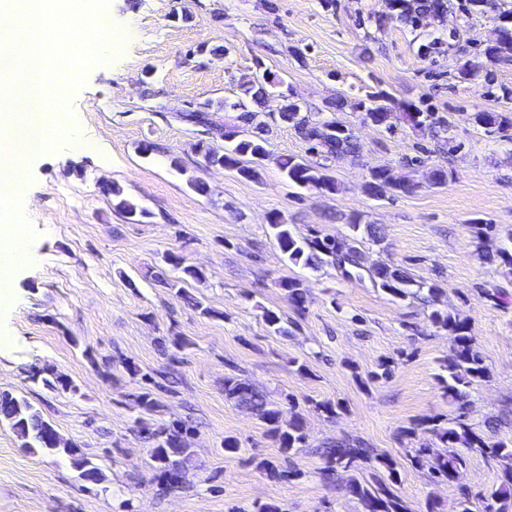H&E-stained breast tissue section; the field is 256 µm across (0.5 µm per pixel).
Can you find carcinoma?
I'll use <instances>...</instances> for the list:
<instances>
[{
	"label": "carcinoma",
	"mask_w": 512,
	"mask_h": 512,
	"mask_svg": "<svg viewBox=\"0 0 512 512\" xmlns=\"http://www.w3.org/2000/svg\"><path fill=\"white\" fill-rule=\"evenodd\" d=\"M447 0H391L390 13L378 17L376 24L383 27L388 23H401L417 28L447 12ZM484 56L490 60L512 61V28L506 36L484 49ZM285 80L273 74V80L262 82L255 78L241 81L242 96L228 103L208 102L199 109L181 114V119L209 127V131L229 144L219 151L210 146L199 145L203 149L206 161L215 166L234 168L244 178L258 181L261 179V161L268 156L262 133L268 124L264 120L265 111L260 106L269 96V89L280 88ZM285 101L281 112L275 119L288 124L296 134L329 157L357 156L362 152L361 144L345 131H336L337 123L324 118L313 117L300 112L294 100L292 90L279 93ZM391 98L384 93L369 96V102H358L356 109L376 125L393 129L389 123L394 115L389 103ZM232 109L238 112L234 125H216L209 113ZM402 118L412 127L428 130L433 135L446 134L453 128L448 117L440 112L423 111L411 104L401 106ZM471 121L484 128L488 135L504 136L512 130V114L509 112H476ZM279 166L289 182L299 188L314 189L321 193L335 194L339 191L336 180L325 172V168L310 164L296 157H285ZM412 184L390 174L386 166H374L368 172L367 190L370 195L379 198L389 191L407 192ZM271 227L275 239L288 261L319 267L332 263L344 269L348 276L360 275L367 269L365 255L357 246L358 236L364 235L373 240L380 238L381 229L374 224H363L361 218L353 216L349 220L351 234L348 236H316L312 239L295 236L289 225L279 215L273 216ZM165 263L180 271L182 276L170 280L162 273L154 275L156 282L173 291L174 295L199 308L201 303L192 301L188 291L179 286L188 280L200 282L204 274L197 267L184 264L183 257L169 253ZM379 286L389 294L404 299L410 295L418 296L424 292L430 295L439 293L435 283L417 281L403 268L392 265H376L370 268ZM279 286L286 292L292 308L299 314L305 311L306 293L298 283L283 279ZM434 324L448 332L452 339L451 353L446 360L445 369L450 381L444 386L448 399L460 401L464 397L462 388L471 386L489 377L484 360L475 349L473 336L470 335L468 319L459 315L435 310L431 314ZM224 396L236 406L249 411L267 426V432L279 443L282 452L290 453L305 443L304 419L296 414L282 424V409L272 402L267 394L236 376L224 378ZM0 422L10 425L21 440V447L29 452H41L48 455H65L72 460L77 469L92 464L89 458L77 453L76 447L64 442L57 444L52 440L58 437L53 425L45 420L41 413L25 398H17L8 392H0ZM141 430L151 442L152 458L155 467L163 476L172 474L175 468L185 469L193 457L192 448L181 444L180 437L187 432L181 423L150 425L141 424ZM422 433L438 440L446 452H434L427 443L413 448L407 454V460L415 468L424 469L437 481L455 479L459 469L466 465V457L456 452L461 447L469 453H475L495 463L502 474L503 482L490 496L485 512H512V438L491 441L475 431L466 422V412L448 423L440 420L425 422ZM330 468H340L350 473L348 492L354 496L362 512H412L394 491V485L400 477V463L386 456L371 457L366 448L354 446L347 441H338L326 448Z\"/></svg>",
	"instance_id": "cac0c4a2"
}]
</instances>
